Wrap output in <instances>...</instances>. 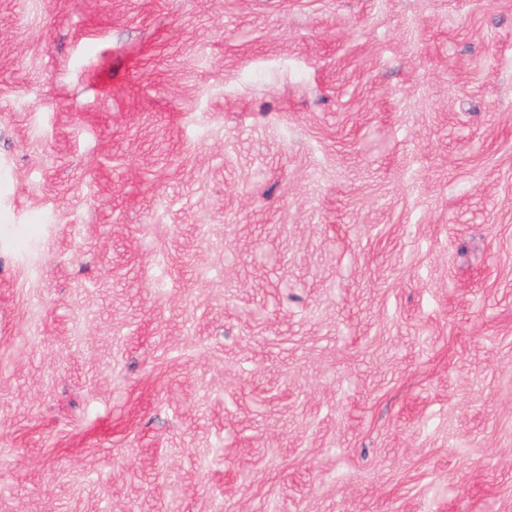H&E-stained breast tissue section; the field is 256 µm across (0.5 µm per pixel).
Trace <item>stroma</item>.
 Here are the masks:
<instances>
[{
	"instance_id": "35a3bbf8",
	"label": "stroma",
	"mask_w": 512,
	"mask_h": 512,
	"mask_svg": "<svg viewBox=\"0 0 512 512\" xmlns=\"http://www.w3.org/2000/svg\"><path fill=\"white\" fill-rule=\"evenodd\" d=\"M0 512H512V0H0Z\"/></svg>"
}]
</instances>
